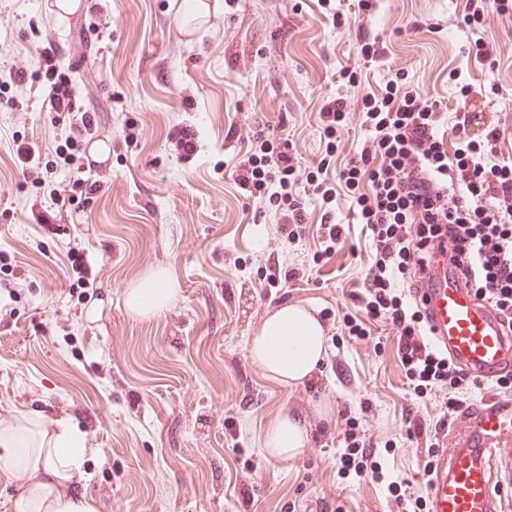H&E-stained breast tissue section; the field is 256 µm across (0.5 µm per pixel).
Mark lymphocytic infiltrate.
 I'll use <instances>...</instances> for the list:
<instances>
[{
  "mask_svg": "<svg viewBox=\"0 0 512 512\" xmlns=\"http://www.w3.org/2000/svg\"><path fill=\"white\" fill-rule=\"evenodd\" d=\"M42 43L40 65L51 108L79 112L51 31H44ZM356 106L372 129L338 173H331L326 159L302 172L291 143L278 147L260 135L237 163L236 180L280 214L277 230L291 240L306 229L299 184L313 185L325 204L335 198L336 185H344L352 211L368 225L374 242V259L353 297L368 317L398 328L397 354L414 394L445 402L453 411L462 407L471 381L427 342L420 311L397 286H414L431 263L432 243L451 239L465 286L491 302L512 331V163L496 161L500 132L491 125L480 138L461 140L448 151L437 134L445 121L439 105L406 86L403 74L388 79L383 96H358ZM79 114L77 137L55 148L64 168L77 161L78 136L91 135L94 128L89 113ZM337 435L344 444L343 473L359 477L376 470V450L359 419H347Z\"/></svg>",
  "mask_w": 512,
  "mask_h": 512,
  "instance_id": "1",
  "label": "lymphocytic infiltrate"
}]
</instances>
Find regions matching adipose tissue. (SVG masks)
I'll return each instance as SVG.
<instances>
[{"label":"adipose tissue","mask_w":512,"mask_h":512,"mask_svg":"<svg viewBox=\"0 0 512 512\" xmlns=\"http://www.w3.org/2000/svg\"><path fill=\"white\" fill-rule=\"evenodd\" d=\"M175 294L169 281L156 276L142 281L126 296L128 308L142 315L162 311ZM250 357L263 371L285 384L307 382L325 353L323 325L312 311L295 305L270 312L250 341ZM307 433L285 417L265 437L274 457L300 452ZM85 439L67 421L54 425L20 417L0 426V474L19 479L22 512H98L93 499L77 492L85 478Z\"/></svg>","instance_id":"adipose-tissue-1"}]
</instances>
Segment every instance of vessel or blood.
<instances>
[{"label":"vessel or blood","mask_w":512,"mask_h":512,"mask_svg":"<svg viewBox=\"0 0 512 512\" xmlns=\"http://www.w3.org/2000/svg\"><path fill=\"white\" fill-rule=\"evenodd\" d=\"M433 260L430 278L410 291L428 342L480 383L511 375L512 335L496 310L456 278L455 243H436ZM451 432L464 441L434 455L427 512H505V494L512 491V395L460 408Z\"/></svg>","instance_id":"vessel-or-blood-1"}]
</instances>
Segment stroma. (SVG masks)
<instances>
[{
	"mask_svg": "<svg viewBox=\"0 0 512 512\" xmlns=\"http://www.w3.org/2000/svg\"><path fill=\"white\" fill-rule=\"evenodd\" d=\"M465 12V0H379L367 19L359 0L333 12L319 0H217L191 21L180 0H86L74 16L48 0H0V79L12 69L29 76L21 91L0 82V424L69 418L88 448L79 490L101 512H386L381 483L338 472L336 426L368 403L383 469L408 494L424 493L434 428L413 435L406 419H444L448 408L414 395L389 325L368 321L374 351L342 328L359 313L351 293L373 258L369 228L346 194L327 213L305 184L304 236L277 238L274 215L233 170L267 123L301 167L316 166L323 103L381 93L398 72L451 113L462 107L451 78L461 72L473 87L463 107L500 117L498 158L512 162V16L476 35ZM361 22L386 45L374 67L359 54ZM47 28L78 105L109 141L104 157L80 148L91 161L84 176L102 186L78 210L49 199L74 172L40 181L14 157L16 141L31 137L54 160L78 123L48 103ZM478 38L495 43L496 67L477 57ZM186 133L197 146L189 160L175 149ZM326 213L346 227L327 253L316 230ZM73 249L83 273L71 268ZM274 261L307 280L265 287ZM160 271L175 290L169 305L131 312L128 290ZM284 305L316 311L345 372L328 358L309 382L285 385L251 360L250 336ZM286 416L308 443L282 459L264 438Z\"/></svg>",
	"mask_w": 512,
	"mask_h": 512,
	"instance_id": "obj_1",
	"label": "stroma"
}]
</instances>
